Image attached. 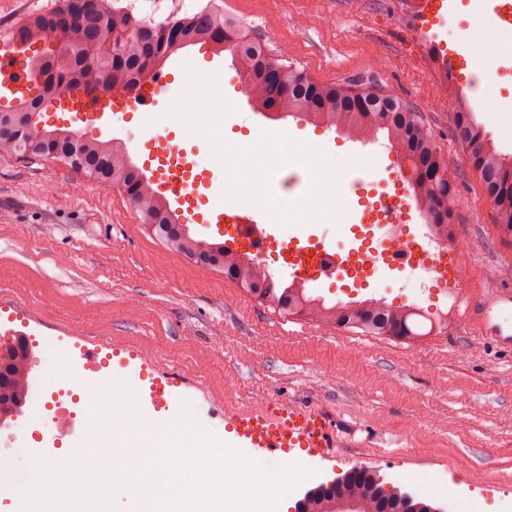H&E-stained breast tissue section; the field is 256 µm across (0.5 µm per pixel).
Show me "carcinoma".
Wrapping results in <instances>:
<instances>
[{"label": "carcinoma", "instance_id": "carcinoma-1", "mask_svg": "<svg viewBox=\"0 0 512 512\" xmlns=\"http://www.w3.org/2000/svg\"><path fill=\"white\" fill-rule=\"evenodd\" d=\"M126 39L114 53L115 31ZM21 48L43 49L28 58L32 93L13 106L0 108V155L37 158L60 163L127 197L139 223L168 250L195 264L224 275L283 315L307 317L337 329L364 335L389 336L411 341L423 335L421 320L430 330L448 325L442 312H421L405 304L378 300L327 303L313 297L300 282H278L268 269L251 258L224 259V243L193 235L178 222L166 197L153 183L140 178L126 145L117 140L73 138L67 129L46 130L36 116L61 95H72L86 87H131L140 80L146 63L156 65L177 50L208 45L230 54L243 72L248 95L263 111L300 113L317 125L347 131L357 140L384 132L400 164L411 166L408 182L421 211L430 223L435 213L448 210L443 222L452 224L458 188L448 176V161L431 127L407 101L394 91L342 82H318L305 71L280 62L265 40L249 37L243 26L216 8H204L189 16L162 22L139 18L118 8L112 0H63L48 12L31 13L12 28L8 41ZM453 123L463 154L477 173L482 192L496 213V223L512 233V160L501 157L489 145L486 134L472 112L461 108ZM28 362L22 352L0 356V414L18 413L16 403L26 398L23 378ZM336 499L363 504L362 512H429L431 505L417 499L406 501L398 491H386L377 475L359 467L347 475L336 490ZM303 512H335L323 495L307 499Z\"/></svg>", "mask_w": 512, "mask_h": 512}]
</instances>
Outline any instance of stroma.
Wrapping results in <instances>:
<instances>
[{"mask_svg":"<svg viewBox=\"0 0 512 512\" xmlns=\"http://www.w3.org/2000/svg\"><path fill=\"white\" fill-rule=\"evenodd\" d=\"M244 22L270 42L283 63L321 82L353 81L392 88L428 120L457 176L461 200L454 224L464 244L460 275L466 295L512 289V234L462 159L453 135L456 91L438 78L416 43L402 0H192ZM479 85L491 112L475 109L488 143L512 156V36L496 34ZM176 58L218 73L221 93L236 104L222 134L285 131L316 140L335 159L389 153L385 134L357 141L314 126L301 115L270 118L238 85L230 55L197 45ZM42 127L89 137L124 139L131 127L171 134L212 174L221 193V164L185 123L127 113L109 128L44 110ZM317 296L329 302L384 299L448 313V326L412 342L284 317L244 289L165 248L139 223L127 198L67 167L0 156V301L26 321L37 343L98 344L103 354L134 352L151 375L135 379L141 416L156 425L152 378L180 381L179 394L198 419L233 442L228 422L241 412L279 404L324 414L334 432L328 447L307 455L317 474L308 487L360 466L383 484L418 496L415 478L440 472L462 494H489L488 512L512 500V348L487 339L482 322L434 281L406 282L380 272Z\"/></svg>","mask_w":512,"mask_h":512,"instance_id":"1","label":"stroma"}]
</instances>
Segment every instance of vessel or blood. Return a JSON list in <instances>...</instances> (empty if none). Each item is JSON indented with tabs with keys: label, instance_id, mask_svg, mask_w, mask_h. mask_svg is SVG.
Segmentation results:
<instances>
[{
	"label": "vessel or blood",
	"instance_id": "vessel-or-blood-1",
	"mask_svg": "<svg viewBox=\"0 0 512 512\" xmlns=\"http://www.w3.org/2000/svg\"><path fill=\"white\" fill-rule=\"evenodd\" d=\"M458 0H408L409 14L426 57L442 74L459 78L463 57L459 48L449 42L448 21L457 11ZM482 16L500 32L512 35V0H491ZM20 53L17 46L0 47V98L27 96L30 82L16 63ZM176 92L170 76L159 75L142 80L130 93L113 91L105 97L83 99L78 112L82 115H116L126 112H151ZM128 141L139 152H144L156 162L160 187L168 185V165L177 159L169 140L148 133L145 129L129 131ZM409 190L406 186H393L384 191L379 199L381 214L397 207H406ZM179 209L190 215L196 224L207 226L208 221L199 213V198L195 196L189 182L170 196ZM211 208L222 216L224 242L235 246L238 236L244 235L255 241L260 248H272L273 262L281 264L289 278L306 281L312 287H319L321 277L306 264L309 252L336 254L344 246L336 239L334 226H324L321 239L310 246L300 245L297 240L276 243L268 231L264 218L245 205H227L215 200ZM413 249L408 261L399 263V270L405 271L409 280L426 277L435 280L441 287L454 288V271L448 264V252L441 248H429L426 236L421 232L411 233ZM479 304H467L466 315L480 318L488 337L496 343L511 346L512 334L507 323L512 320V290L498 288L480 290ZM236 443L243 448H253L261 453L283 454L293 448H323L327 445L326 421L315 411L285 405L275 413L264 414L243 412L233 422Z\"/></svg>",
	"mask_w": 512,
	"mask_h": 512
}]
</instances>
